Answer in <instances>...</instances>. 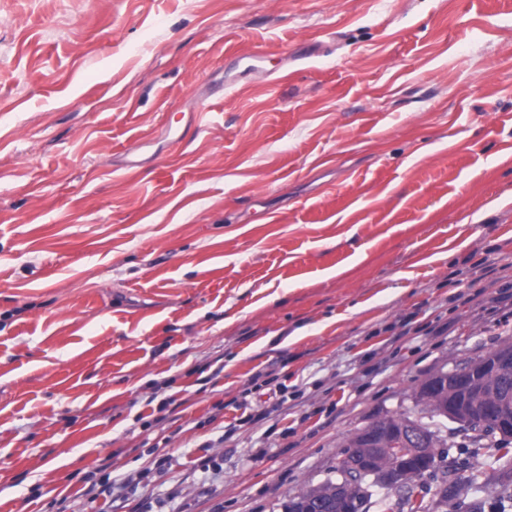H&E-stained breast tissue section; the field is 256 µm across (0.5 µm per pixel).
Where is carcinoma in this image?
Returning a JSON list of instances; mask_svg holds the SVG:
<instances>
[{
	"instance_id": "1",
	"label": "carcinoma",
	"mask_w": 512,
	"mask_h": 512,
	"mask_svg": "<svg viewBox=\"0 0 512 512\" xmlns=\"http://www.w3.org/2000/svg\"><path fill=\"white\" fill-rule=\"evenodd\" d=\"M512 387V367L504 366L497 374H488L482 385L475 390L473 400L483 410V423L469 427L473 435L469 436V446L473 453L482 456L483 466L461 471L450 470L445 461L448 459V440L433 429H428L430 445L434 448L429 462L418 469L417 480L407 482L396 493L380 500L381 512H483L482 502L467 500L469 491L474 488H491L497 494L502 505L501 512L512 508V440H504L492 432L490 421L499 418V401L502 390ZM447 396L442 388H434L421 393L427 400L419 408L420 414L434 418L438 416L439 406ZM367 494L355 504L351 499H336V494H322V491L336 487V480L328 478L318 485L307 487L293 500V509L284 512H365L364 505L374 496V489H388V486L362 481ZM424 494H433L431 501L420 498L418 505L411 503L413 490Z\"/></svg>"
}]
</instances>
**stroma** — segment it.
Here are the masks:
<instances>
[{
    "label": "stroma",
    "mask_w": 512,
    "mask_h": 512,
    "mask_svg": "<svg viewBox=\"0 0 512 512\" xmlns=\"http://www.w3.org/2000/svg\"><path fill=\"white\" fill-rule=\"evenodd\" d=\"M506 341L512 0H0V512H283Z\"/></svg>",
    "instance_id": "obj_1"
}]
</instances>
